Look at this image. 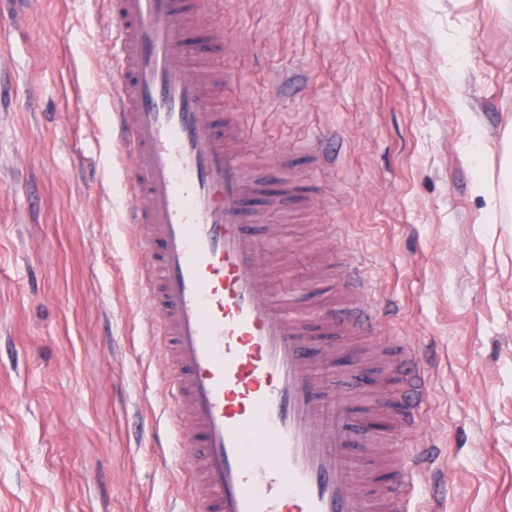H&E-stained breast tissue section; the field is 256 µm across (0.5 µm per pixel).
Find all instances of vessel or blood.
I'll list each match as a JSON object with an SVG mask.
<instances>
[{"label": "vessel or blood", "instance_id": "obj_1", "mask_svg": "<svg viewBox=\"0 0 512 512\" xmlns=\"http://www.w3.org/2000/svg\"><path fill=\"white\" fill-rule=\"evenodd\" d=\"M208 5L112 0L110 12L128 221L148 255L144 301L159 320L171 422L190 450V496L200 512H416L433 451L399 442L427 405L410 369L418 350L395 341L369 356L356 345L388 319L360 262L343 265L331 304L264 275L280 238L251 232L260 188L239 128L210 108L230 78L222 49L191 39ZM389 359L391 399L337 394L339 375L383 384ZM386 414L396 446L385 452L371 423Z\"/></svg>", "mask_w": 512, "mask_h": 512}]
</instances>
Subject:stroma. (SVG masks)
<instances>
[{
    "instance_id": "1",
    "label": "stroma",
    "mask_w": 512,
    "mask_h": 512,
    "mask_svg": "<svg viewBox=\"0 0 512 512\" xmlns=\"http://www.w3.org/2000/svg\"><path fill=\"white\" fill-rule=\"evenodd\" d=\"M0 39V512H191L125 223L106 0H5ZM208 36L245 162L287 154L283 284L364 259L422 351L410 443L439 512H512V12L490 0H217ZM461 54V71L448 60ZM336 134L338 161L302 145ZM499 197L496 217L485 192Z\"/></svg>"
}]
</instances>
